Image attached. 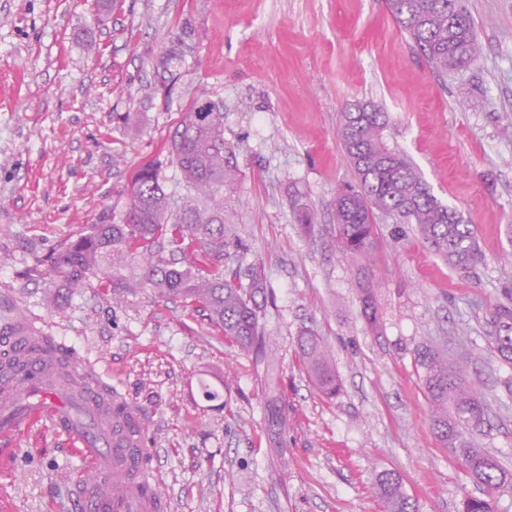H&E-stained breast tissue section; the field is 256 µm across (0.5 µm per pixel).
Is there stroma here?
<instances>
[{
    "label": "stroma",
    "mask_w": 512,
    "mask_h": 512,
    "mask_svg": "<svg viewBox=\"0 0 512 512\" xmlns=\"http://www.w3.org/2000/svg\"><path fill=\"white\" fill-rule=\"evenodd\" d=\"M482 55L439 77L384 0H0V335L24 317L72 346L149 415L169 512H383L379 472L418 512L481 496L431 424L417 346L446 345L489 406L478 440L512 467V365L485 341L512 302V0H466ZM224 112L240 183L226 217L273 301L263 321L288 413L271 447L250 356L186 303L114 300L39 275L47 252L118 221L144 165L169 150L200 95ZM371 104L388 143L471 224L480 259L459 269L414 225L378 222L365 257L334 245L333 201L353 173L337 126ZM314 208L304 233L294 196ZM373 289L381 331L360 311ZM323 340L341 380L322 395L296 340ZM218 390L206 397L202 386ZM83 463L41 426L0 452V512H72Z\"/></svg>",
    "instance_id": "stroma-1"
}]
</instances>
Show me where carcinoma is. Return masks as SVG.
<instances>
[{"instance_id":"1","label":"carcinoma","mask_w":512,"mask_h":512,"mask_svg":"<svg viewBox=\"0 0 512 512\" xmlns=\"http://www.w3.org/2000/svg\"><path fill=\"white\" fill-rule=\"evenodd\" d=\"M389 12L432 68L442 75L477 64L481 47L465 0H386ZM187 113L179 139L170 151V164L180 172L187 193L178 196L166 188L157 164L140 168L127 193L129 207L118 224H94L74 240L53 248L44 275L77 286L91 276H102L121 298L148 289L159 299H179L206 313L211 329L252 355L265 388L264 418L270 443L279 448L288 416L279 395L280 367L270 353L262 303L267 285L262 272L246 273L231 267L230 248L244 249L235 225L226 222L224 195L234 189L238 168L233 148L224 141V112ZM386 113L373 109L361 114L340 113L339 132L356 182L336 193V243L356 256L370 253L375 219L380 215L398 224H413L449 263L468 269L479 260L472 226L458 211L443 204L402 152L384 139ZM297 223L309 232L315 223L311 205L294 198ZM361 313L374 332L382 327L381 310L369 288L362 291ZM489 322L488 347L512 364V307L497 305ZM30 351L56 352L64 364L70 354L51 338L36 336ZM298 353L313 384L326 396L340 388L336 369L322 340L304 332ZM423 370L433 429L439 440L460 458L472 483L483 496H467L461 512H495L496 496L512 493V469L479 446L477 431L488 417V407L464 370L448 362L436 347L416 349ZM377 494L386 512H417L395 474L376 478Z\"/></svg>"}]
</instances>
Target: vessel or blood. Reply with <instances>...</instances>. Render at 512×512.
<instances>
[{
    "label": "vessel or blood",
    "mask_w": 512,
    "mask_h": 512,
    "mask_svg": "<svg viewBox=\"0 0 512 512\" xmlns=\"http://www.w3.org/2000/svg\"><path fill=\"white\" fill-rule=\"evenodd\" d=\"M49 360L30 357L24 370L0 366V440L41 423L76 444L84 459L75 512H165L146 462L153 458L149 421L122 395L106 393L101 375L82 361L61 387Z\"/></svg>",
    "instance_id": "b4317fda"
}]
</instances>
